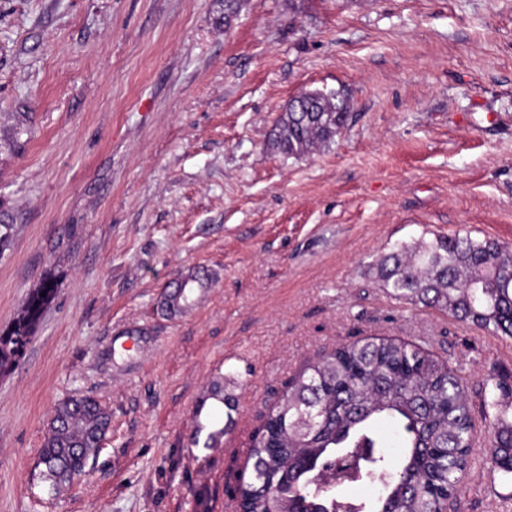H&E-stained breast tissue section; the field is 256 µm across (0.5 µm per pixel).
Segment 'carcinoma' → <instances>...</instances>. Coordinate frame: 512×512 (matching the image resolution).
Wrapping results in <instances>:
<instances>
[{
	"mask_svg": "<svg viewBox=\"0 0 512 512\" xmlns=\"http://www.w3.org/2000/svg\"><path fill=\"white\" fill-rule=\"evenodd\" d=\"M347 118L343 102L305 91L279 117L272 145L288 156L308 154L330 142ZM374 270L376 282L397 299L512 337V253L495 239H422L393 248ZM56 291V279L45 277L0 333V372L23 357ZM487 383L482 408L493 417L492 470L512 477V375H491ZM108 421L91 396L61 403L40 450L41 479L57 490L80 476L98 454ZM194 423L195 435L208 431L206 448L224 435L203 403ZM381 424L397 440L394 456ZM472 430L463 380L447 361L396 339L344 343L300 373L263 416L234 500L243 512H444L469 468ZM348 453L360 480L376 486L374 497L341 498L337 483L319 481L320 470Z\"/></svg>",
	"mask_w": 512,
	"mask_h": 512,
	"instance_id": "obj_1",
	"label": "carcinoma"
}]
</instances>
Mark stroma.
I'll list each match as a JSON object with an SVG mask.
<instances>
[{"label": "stroma", "mask_w": 512, "mask_h": 512, "mask_svg": "<svg viewBox=\"0 0 512 512\" xmlns=\"http://www.w3.org/2000/svg\"><path fill=\"white\" fill-rule=\"evenodd\" d=\"M0 0V329L57 293L0 376V512H213L251 437L307 364L361 338L422 345L473 404L454 512H512L481 389L512 338L393 298L369 268L438 235L512 246V0ZM319 90L349 119L300 157L270 137ZM213 282L181 313L173 278ZM234 410L208 396L213 382ZM110 413L62 492L40 477L55 406ZM230 415L193 445L199 401Z\"/></svg>", "instance_id": "35a3bbf8"}]
</instances>
